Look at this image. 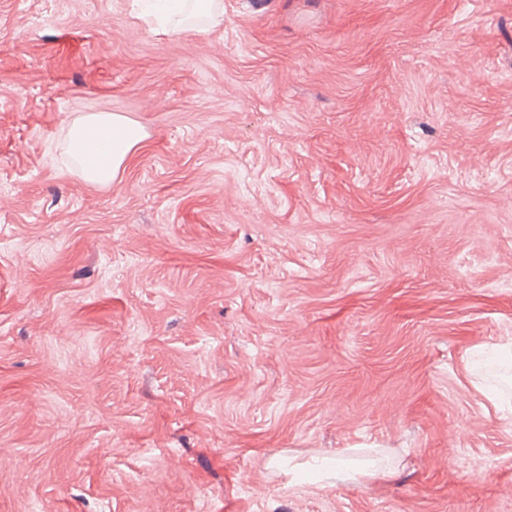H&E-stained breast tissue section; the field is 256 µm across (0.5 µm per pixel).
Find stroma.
<instances>
[{"instance_id":"obj_1","label":"stroma","mask_w":512,"mask_h":512,"mask_svg":"<svg viewBox=\"0 0 512 512\" xmlns=\"http://www.w3.org/2000/svg\"><path fill=\"white\" fill-rule=\"evenodd\" d=\"M219 3L0 0V512H512V0ZM94 127L96 139L84 142V129ZM71 138L80 148L83 160L82 174L86 181L106 185L116 177L127 156L146 137L137 122L112 113H93L77 117L71 126ZM84 155L88 159L86 162Z\"/></svg>"}]
</instances>
